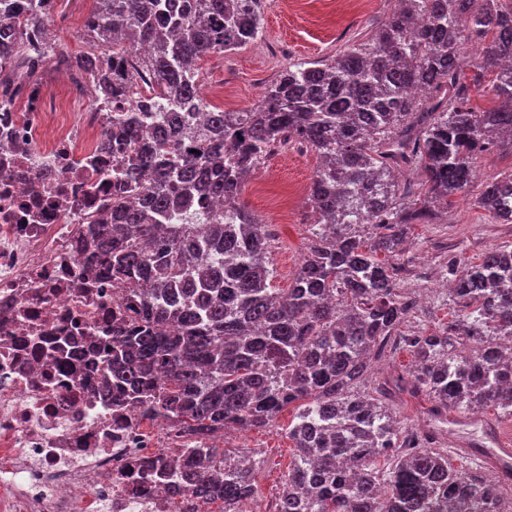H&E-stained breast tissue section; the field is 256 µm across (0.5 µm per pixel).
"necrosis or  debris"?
<instances>
[{
    "label": "necrosis or debris",
    "instance_id": "4bbe7bcc",
    "mask_svg": "<svg viewBox=\"0 0 512 512\" xmlns=\"http://www.w3.org/2000/svg\"><path fill=\"white\" fill-rule=\"evenodd\" d=\"M63 77L79 111L39 88L0 119V512H180L142 465L194 442L102 386L121 290L86 275L87 217L110 209L138 147L107 146L104 130L143 99Z\"/></svg>",
    "mask_w": 512,
    "mask_h": 512
}]
</instances>
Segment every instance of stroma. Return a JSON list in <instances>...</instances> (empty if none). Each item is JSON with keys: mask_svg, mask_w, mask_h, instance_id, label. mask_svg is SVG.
<instances>
[{"mask_svg": "<svg viewBox=\"0 0 512 512\" xmlns=\"http://www.w3.org/2000/svg\"><path fill=\"white\" fill-rule=\"evenodd\" d=\"M264 25L257 42L230 53H215L198 63L200 85L223 90L213 107L229 112L258 102L264 87L283 74L288 66L335 56L343 48L364 41L382 24L397 5L396 0H264ZM92 0H57L50 30L58 50L76 56L91 50L82 21ZM319 165L310 148L290 144L273 155L247 177L241 202L261 223L272 240L268 263L274 271L273 284L288 287L310 244V210L282 208V195L294 189L308 190ZM476 174L456 199L447 217L417 225L403 245L399 263L400 285L432 289L431 298L403 327L407 333L435 331L447 313L446 292L437 284L445 279L449 257L471 260L504 245H512V224L500 223L476 200L484 185L512 172V152L493 151L478 156ZM292 412H285L272 426L262 430L233 432L224 439L229 449H244L256 464L259 496L250 512H261L281 492L291 466L293 444L288 438Z\"/></svg>", "mask_w": 512, "mask_h": 512, "instance_id": "obj_1", "label": "stroma"}]
</instances>
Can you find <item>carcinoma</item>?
<instances>
[{"label": "carcinoma", "instance_id": "1", "mask_svg": "<svg viewBox=\"0 0 512 512\" xmlns=\"http://www.w3.org/2000/svg\"><path fill=\"white\" fill-rule=\"evenodd\" d=\"M365 41L329 60L292 65L241 112L202 106L195 63L254 42L263 0H94L87 35L112 52H56L48 36L55 0H0V113L18 83L41 66L27 49L40 40L48 62L79 72L107 97L135 82L168 101L161 133L169 151L141 143L135 201L114 197L112 223L92 217L96 275L123 290L122 316L105 341L112 397L147 404L182 432L210 440L233 426L266 428L293 406L295 450L277 512H512L503 482L486 469L460 471L435 436L403 427L384 384L361 391L386 347L415 364L395 387L428 398V414L512 417V248L448 264V322L429 334L401 328L417 300L398 287L392 258L416 224L454 205L475 158L509 135L512 148V4L504 0H398ZM150 52L127 63V46ZM481 60L464 77L462 46ZM493 69L498 103L472 104ZM150 118L127 112L108 126L133 138ZM197 147L191 151L183 141ZM295 141L320 158L310 185L318 215L301 266L274 288L265 225L240 202L249 174L277 144ZM512 174L484 186L479 207L495 218L512 208ZM230 205L231 223L208 200ZM180 476L192 498L183 512L222 503L243 512L258 496L245 452L196 448Z\"/></svg>", "mask_w": 512, "mask_h": 512}]
</instances>
